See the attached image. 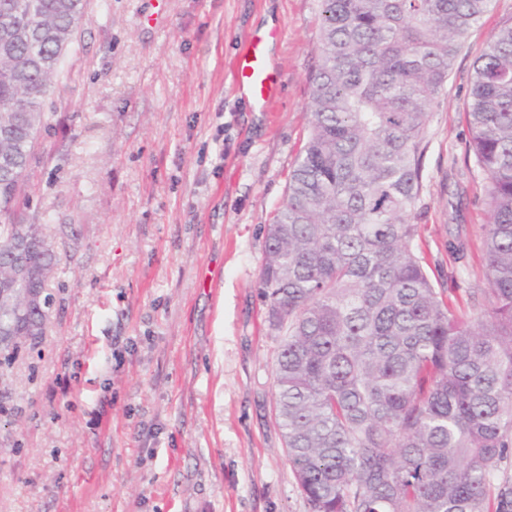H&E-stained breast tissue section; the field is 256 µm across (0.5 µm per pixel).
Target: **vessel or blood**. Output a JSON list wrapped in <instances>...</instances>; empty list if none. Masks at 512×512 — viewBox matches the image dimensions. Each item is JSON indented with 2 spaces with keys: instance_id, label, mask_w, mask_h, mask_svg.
<instances>
[{
  "instance_id": "vessel-or-blood-1",
  "label": "vessel or blood",
  "mask_w": 512,
  "mask_h": 512,
  "mask_svg": "<svg viewBox=\"0 0 512 512\" xmlns=\"http://www.w3.org/2000/svg\"><path fill=\"white\" fill-rule=\"evenodd\" d=\"M278 30L249 37L233 63L239 86L246 88L251 96L261 104H269L275 93L276 75L267 65V45L278 40Z\"/></svg>"
}]
</instances>
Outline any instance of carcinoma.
I'll use <instances>...</instances> for the list:
<instances>
[{
  "mask_svg": "<svg viewBox=\"0 0 512 512\" xmlns=\"http://www.w3.org/2000/svg\"><path fill=\"white\" fill-rule=\"evenodd\" d=\"M492 0H321L308 135L267 225L275 413L310 512H512V20L473 64L466 155L486 174L484 308L414 252L429 112ZM85 0H0V254ZM0 301V340L45 313ZM30 320L37 334L19 328Z\"/></svg>",
  "mask_w": 512,
  "mask_h": 512,
  "instance_id": "obj_1",
  "label": "carcinoma"
}]
</instances>
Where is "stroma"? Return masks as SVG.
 Returning a JSON list of instances; mask_svg holds the SVG:
<instances>
[{"mask_svg":"<svg viewBox=\"0 0 512 512\" xmlns=\"http://www.w3.org/2000/svg\"><path fill=\"white\" fill-rule=\"evenodd\" d=\"M277 76L232 64L263 16ZM493 0L430 112L414 249L449 304L487 288L485 174L465 164ZM321 0H87L22 209L61 256L44 336L0 354V512H309L274 413L265 226L308 131ZM463 253L450 250L455 239ZM279 37L277 29L250 36L233 63L237 83L249 91L244 89V94L252 103L250 94L263 106L269 104L274 97L277 80L267 65V45Z\"/></svg>","mask_w":512,"mask_h":512,"instance_id":"obj_1","label":"stroma"}]
</instances>
